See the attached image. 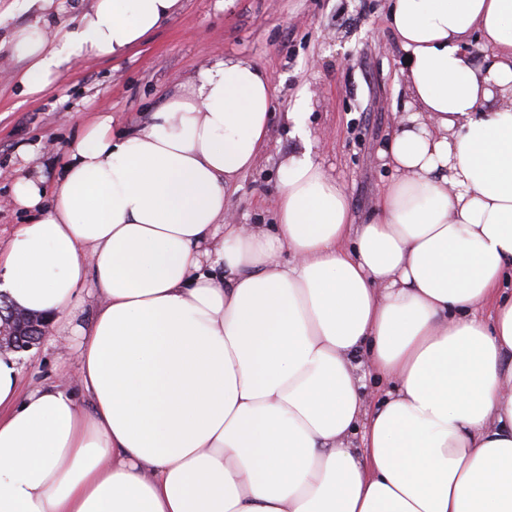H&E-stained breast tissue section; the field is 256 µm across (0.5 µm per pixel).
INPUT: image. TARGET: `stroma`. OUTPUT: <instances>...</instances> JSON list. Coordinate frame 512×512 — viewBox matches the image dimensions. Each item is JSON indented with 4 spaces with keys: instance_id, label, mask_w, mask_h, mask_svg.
<instances>
[{
    "instance_id": "stroma-1",
    "label": "stroma",
    "mask_w": 512,
    "mask_h": 512,
    "mask_svg": "<svg viewBox=\"0 0 512 512\" xmlns=\"http://www.w3.org/2000/svg\"><path fill=\"white\" fill-rule=\"evenodd\" d=\"M390 0H184L168 24L119 59H87L38 95L23 94V62L0 52V169L15 168L23 144L50 150L37 160L54 183L65 146L99 113L118 129L146 120L177 82L219 60L267 70L276 92L267 143L257 164L226 191L241 224H270L279 168L300 145L285 115L309 97L308 129L317 159L345 190L354 223L366 221L392 172L378 159L407 101L405 54L388 23ZM30 388L75 366L60 349L22 353Z\"/></svg>"
}]
</instances>
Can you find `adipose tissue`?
<instances>
[{
    "label": "adipose tissue",
    "instance_id": "obj_1",
    "mask_svg": "<svg viewBox=\"0 0 512 512\" xmlns=\"http://www.w3.org/2000/svg\"><path fill=\"white\" fill-rule=\"evenodd\" d=\"M0 0L25 94L115 58L181 0ZM410 102L366 223L312 154L280 167L272 227L225 192L268 133L274 86L245 60L176 84L148 120L100 114L54 190L19 151L29 216L0 295L73 340L74 382L21 386L0 351V512H512V0H392ZM478 33L486 60L460 52ZM366 353L383 384L368 393ZM361 435L363 455L351 448Z\"/></svg>",
    "mask_w": 512,
    "mask_h": 512
}]
</instances>
